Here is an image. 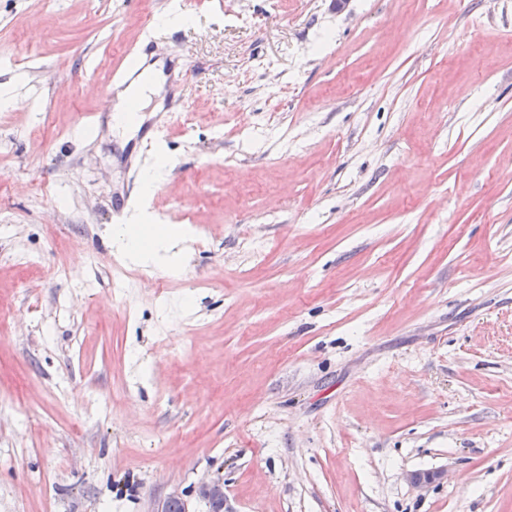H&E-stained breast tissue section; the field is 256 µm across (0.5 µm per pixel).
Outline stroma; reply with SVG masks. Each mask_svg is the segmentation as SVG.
Wrapping results in <instances>:
<instances>
[{
    "instance_id": "35a3bbf8",
    "label": "stroma",
    "mask_w": 512,
    "mask_h": 512,
    "mask_svg": "<svg viewBox=\"0 0 512 512\" xmlns=\"http://www.w3.org/2000/svg\"><path fill=\"white\" fill-rule=\"evenodd\" d=\"M168 9L0 0V512H512V0ZM158 87L159 83L156 72L152 67L145 68L136 81L129 84L124 90L117 94L113 112H124L129 96H134L139 99L144 107L148 106L153 95L158 92ZM137 218L130 224H117L113 228L112 242L116 252L136 265H149L163 253L169 270H177L185 260V238L176 236L156 224H141Z\"/></svg>"
}]
</instances>
